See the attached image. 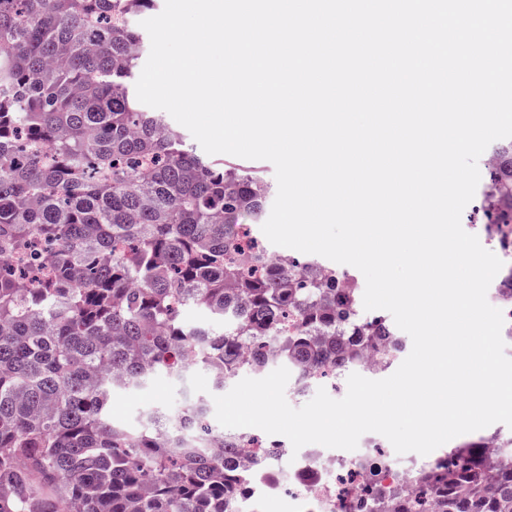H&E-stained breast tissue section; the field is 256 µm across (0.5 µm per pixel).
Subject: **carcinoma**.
Here are the masks:
<instances>
[{"label":"carcinoma","mask_w":512,"mask_h":512,"mask_svg":"<svg viewBox=\"0 0 512 512\" xmlns=\"http://www.w3.org/2000/svg\"><path fill=\"white\" fill-rule=\"evenodd\" d=\"M156 0H0V512H231L255 472L248 435L203 425L204 404L147 416L138 430L108 409L116 388L205 368L216 385L280 361L307 370L351 339L342 371L362 365L374 329L357 301L336 306V278L300 262L290 279L237 262L261 223L267 185L186 147L129 91ZM52 153L45 155L41 145ZM477 224L512 225V138L494 147ZM196 307L220 331L180 318ZM484 439L421 469L437 512H512V471ZM379 458L353 512L411 505L400 482L379 496Z\"/></svg>","instance_id":"cac0c4a2"}]
</instances>
